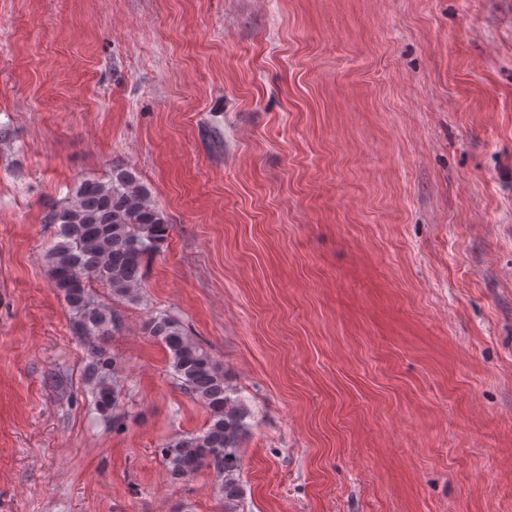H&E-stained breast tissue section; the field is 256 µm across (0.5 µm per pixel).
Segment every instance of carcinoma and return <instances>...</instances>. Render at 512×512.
<instances>
[{"label": "carcinoma", "instance_id": "carcinoma-1", "mask_svg": "<svg viewBox=\"0 0 512 512\" xmlns=\"http://www.w3.org/2000/svg\"><path fill=\"white\" fill-rule=\"evenodd\" d=\"M47 223L59 225V241L47 257L69 311L72 335L86 352L84 383L99 416L119 429L125 418L121 364L106 348V339L121 328L113 301H141L146 260L168 237L170 225L148 187L121 166L112 167L106 181H80L71 197L51 210ZM99 288L109 299L101 298ZM146 332L165 348L179 388L209 414L202 431L177 435L160 448L170 478L183 480L211 468L222 512H239L241 444L251 427L249 409L234 397L210 353L177 319L156 315Z\"/></svg>", "mask_w": 512, "mask_h": 512}]
</instances>
